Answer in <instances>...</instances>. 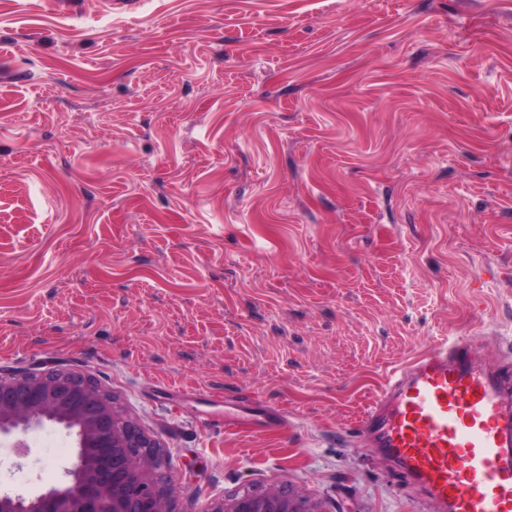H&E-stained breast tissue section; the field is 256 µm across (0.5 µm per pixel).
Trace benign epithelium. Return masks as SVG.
<instances>
[{
  "label": "benign epithelium",
  "mask_w": 512,
  "mask_h": 512,
  "mask_svg": "<svg viewBox=\"0 0 512 512\" xmlns=\"http://www.w3.org/2000/svg\"><path fill=\"white\" fill-rule=\"evenodd\" d=\"M46 423L74 434L69 483L35 497L0 495V512H180L160 440L142 429L115 397L70 371L0 376V436ZM209 512H321L300 488L246 490Z\"/></svg>",
  "instance_id": "obj_1"
}]
</instances>
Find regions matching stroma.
I'll use <instances>...</instances> for the list:
<instances>
[{
  "instance_id": "obj_1",
  "label": "stroma",
  "mask_w": 512,
  "mask_h": 512,
  "mask_svg": "<svg viewBox=\"0 0 512 512\" xmlns=\"http://www.w3.org/2000/svg\"><path fill=\"white\" fill-rule=\"evenodd\" d=\"M453 339L512 357V0H0V373L93 377L179 512H417L357 425ZM242 408L244 414L247 415V429L251 433H264L280 429L286 421L281 410L255 397L245 399ZM208 512H321L300 488L280 485L246 490L222 499Z\"/></svg>"
}]
</instances>
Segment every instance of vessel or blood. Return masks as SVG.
I'll list each match as a JSON object with an SVG mask.
<instances>
[{"label":"vessel or blood","mask_w":512,"mask_h":512,"mask_svg":"<svg viewBox=\"0 0 512 512\" xmlns=\"http://www.w3.org/2000/svg\"><path fill=\"white\" fill-rule=\"evenodd\" d=\"M242 408L253 433L286 421L255 397ZM358 431L424 512H512V383L484 348L455 340L395 367Z\"/></svg>","instance_id":"b4317fda"}]
</instances>
